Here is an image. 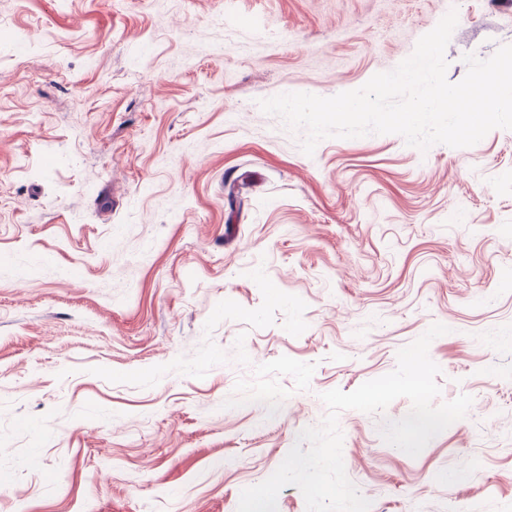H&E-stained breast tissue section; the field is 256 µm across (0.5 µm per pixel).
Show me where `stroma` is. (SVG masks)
I'll return each instance as SVG.
<instances>
[{
  "mask_svg": "<svg viewBox=\"0 0 512 512\" xmlns=\"http://www.w3.org/2000/svg\"><path fill=\"white\" fill-rule=\"evenodd\" d=\"M512 44V0H0V512H237L432 324L440 401L339 415L370 512H512V130L420 151L259 100Z\"/></svg>",
  "mask_w": 512,
  "mask_h": 512,
  "instance_id": "stroma-1",
  "label": "stroma"
}]
</instances>
